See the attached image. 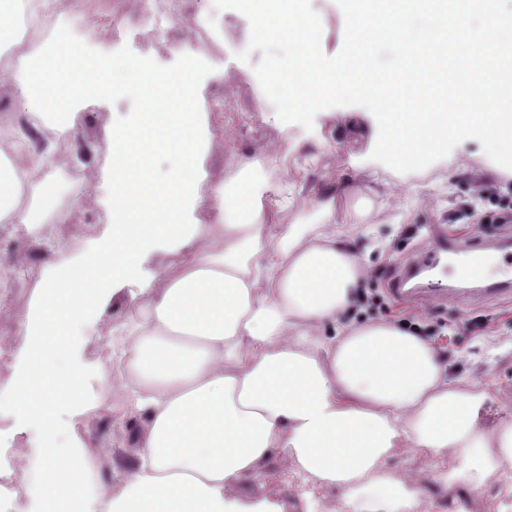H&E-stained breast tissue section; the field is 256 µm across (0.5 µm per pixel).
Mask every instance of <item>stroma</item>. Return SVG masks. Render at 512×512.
Segmentation results:
<instances>
[{"label": "stroma", "instance_id": "stroma-1", "mask_svg": "<svg viewBox=\"0 0 512 512\" xmlns=\"http://www.w3.org/2000/svg\"><path fill=\"white\" fill-rule=\"evenodd\" d=\"M92 21L86 40L97 43L100 53H121L123 57L146 63L159 70L183 66V48L191 38L193 13L206 12L212 0H189L188 9L156 40L137 38L135 0H121L122 26L128 37L121 46H113L112 30L103 17L111 13L114 0H73ZM249 36L245 23L235 10L224 12V47L220 53L196 55L200 99L197 105L205 138L224 141L233 147V155L212 148L201 155V167L208 182H223L232 157L253 158L262 152L288 149L291 167L307 171L306 182L324 192L337 195L336 212L330 226L340 240L350 244L368 269L364 293L380 297L381 304L356 315V323L383 319L427 323L440 335L435 344L445 351L451 380L487 391L488 401L479 415L481 423L512 422V293L477 297L463 289L444 301H408L396 299L390 292L391 281L406 259L422 256L429 240L425 233L405 235L407 225L443 224L451 230L471 233L476 241L493 247L512 238V223H498L496 197L506 187L488 163L479 141L458 144L451 153L419 172L388 170L374 173L371 155L378 130L373 116H366L362 134H355L343 123L349 107L320 111L312 129L298 124H283L275 110L263 109L265 94L254 73L262 53L254 51L250 63L238 60L247 50ZM223 94L224 105L239 111V128L230 132L222 126L209 105L216 94ZM142 109L139 99L114 95L83 108L84 119L71 138L66 153L67 165L94 174L81 200L70 204L73 220L68 224H46L43 233L18 242L12 228L0 224V262L11 275L0 287V338L11 351L24 345L17 332L18 322L34 305L36 292L49 267L67 257L81 255L104 231V203L112 185L104 172L110 165L102 150L112 138L114 126L130 120ZM346 190H338L339 182ZM419 188L420 206H412L407 185ZM374 202L368 222H361L355 205L361 196ZM129 287L119 289L109 301L102 320L81 324L83 345L77 355L85 369V394L99 407L88 422L77 425L80 435H92L108 448H131L133 426L118 422L122 403L106 387L112 374V358L105 355V338L111 329L130 319ZM484 318V330L471 327L472 318ZM5 424L0 427V448L17 447V457L26 471H37L44 439L36 427H19L9 406L0 407ZM292 464L283 457L270 459L260 481H246L238 495L246 501L267 499L278 503L283 512H411L407 504L391 508L369 499L342 502L333 488H310L291 474ZM436 461L409 448L394 449L381 472L394 480L413 482L420 494L418 512H512V484L503 485V471L494 470L480 479H460L451 486L437 483Z\"/></svg>", "mask_w": 512, "mask_h": 512}]
</instances>
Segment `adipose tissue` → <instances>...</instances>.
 <instances>
[{"instance_id": "adipose-tissue-1", "label": "adipose tissue", "mask_w": 512, "mask_h": 512, "mask_svg": "<svg viewBox=\"0 0 512 512\" xmlns=\"http://www.w3.org/2000/svg\"><path fill=\"white\" fill-rule=\"evenodd\" d=\"M195 73L192 62L158 71L102 57L63 34L16 81L27 111L46 117L115 94L148 105L106 145L112 197L104 236L81 261L49 270L18 325L26 345L0 403L45 434L41 466L25 487L31 512H282L237 494L277 454L304 481L347 500L411 496L409 483L380 473L395 448L447 461L438 474L445 484L466 468L512 470V424L478 423L487 392L452 383L439 350L404 325L348 323L368 275L353 247L332 234L310 239L307 224L283 230L272 222L306 210L327 222L334 194L306 189L301 171L270 186L258 159L236 161L224 184H207L197 163L208 143L196 119ZM11 139L0 125V224L35 233L51 219L69 223L70 213L48 209L38 143ZM159 153L170 161L163 173L153 165ZM207 193L219 223L189 222ZM159 247L183 258L160 277L145 275L144 261ZM122 284L135 287L132 324L111 390L141 427L126 478L94 483L86 444L64 423L97 408L74 360L78 327L102 317Z\"/></svg>"}]
</instances>
